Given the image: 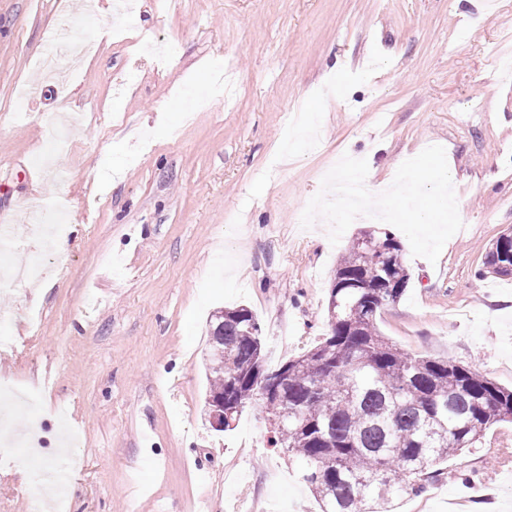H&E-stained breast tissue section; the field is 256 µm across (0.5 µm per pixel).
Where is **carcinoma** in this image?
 <instances>
[{"label": "carcinoma", "instance_id": "cac0c4a2", "mask_svg": "<svg viewBox=\"0 0 512 512\" xmlns=\"http://www.w3.org/2000/svg\"><path fill=\"white\" fill-rule=\"evenodd\" d=\"M488 274L512 277V228L487 250ZM409 280L392 234L360 232L337 265L325 336L272 371L248 307L209 321V394L224 396L231 412L224 430L271 382L270 444L298 459L320 512H393V499L420 491L433 467L512 422V390L466 366L411 356L379 333L378 312L401 299Z\"/></svg>", "mask_w": 512, "mask_h": 512}]
</instances>
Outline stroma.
<instances>
[{"instance_id":"obj_1","label":"stroma","mask_w":512,"mask_h":512,"mask_svg":"<svg viewBox=\"0 0 512 512\" xmlns=\"http://www.w3.org/2000/svg\"><path fill=\"white\" fill-rule=\"evenodd\" d=\"M0 0V220L65 224L1 249L0 377L36 406L0 420V512L47 477L67 512H320L260 406L204 418L207 322L244 305L274 369L325 333L338 243L301 226L343 155L378 177L444 147L463 229L376 317L403 351L512 388V277H480L512 227V0ZM67 406L66 420L57 409ZM38 430L37 453L17 445ZM512 512V423L437 466L396 512Z\"/></svg>"}]
</instances>
